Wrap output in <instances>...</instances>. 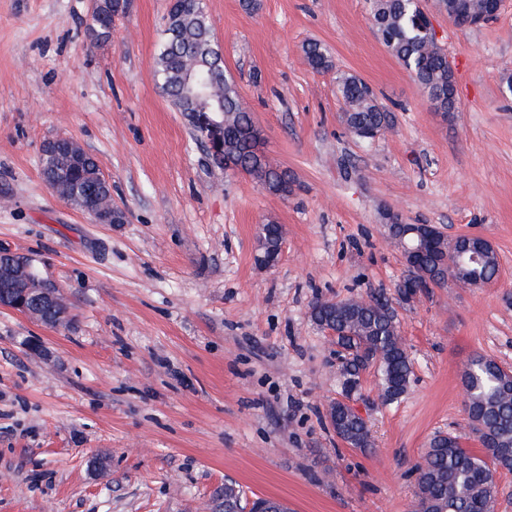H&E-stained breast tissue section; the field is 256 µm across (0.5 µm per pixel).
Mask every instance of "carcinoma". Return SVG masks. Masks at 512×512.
Instances as JSON below:
<instances>
[{"instance_id":"cac0c4a2","label":"carcinoma","mask_w":512,"mask_h":512,"mask_svg":"<svg viewBox=\"0 0 512 512\" xmlns=\"http://www.w3.org/2000/svg\"><path fill=\"white\" fill-rule=\"evenodd\" d=\"M370 16L378 37L391 55L414 77L429 103L437 111L454 112L457 105L450 89L454 73L448 69V55L434 42L432 30L424 22L422 0H368ZM308 65L316 72L333 68L329 50L320 42L303 46ZM209 65L213 99L224 101V156L219 168L239 165L271 193L291 192L288 173L272 165L259 150L260 136L250 113L241 104L238 87L224 69L220 51L212 41L209 17L198 0H184L168 12L166 39L158 56L155 76L168 99L182 112L193 136H199L194 121L195 107L181 93L180 78L185 68L197 63ZM343 104L341 123L354 137L371 141L372 133L391 128L394 116L371 86L360 77L343 73L337 78ZM67 158L44 152L41 173L54 181ZM99 165L89 154L61 194L85 211L110 195L111 187L101 183ZM263 244L256 262L268 266L278 258L282 226L272 221L262 228ZM448 243L437 241L426 250L417 268L418 277L436 287L448 279L462 283L487 282L496 277L499 264L494 257L471 269L469 279L458 276L446 259ZM311 317L321 329L336 331L334 342L346 394L358 390L363 373L372 369L378 376V398L384 403L400 399L407 391L412 373L407 348L400 334L395 309L383 294L370 293L342 300H316ZM468 426L483 443L479 456L461 446L460 436L437 433L429 441L416 473V512H496L497 476L512 472V370L483 355L470 359L462 374ZM336 437L351 448L372 447L365 422L342 401L328 412ZM224 512H288L272 498L247 499L244 490L232 481L224 482Z\"/></svg>"}]
</instances>
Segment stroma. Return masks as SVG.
Listing matches in <instances>:
<instances>
[{
  "mask_svg": "<svg viewBox=\"0 0 512 512\" xmlns=\"http://www.w3.org/2000/svg\"><path fill=\"white\" fill-rule=\"evenodd\" d=\"M109 40L92 0H0V248L57 283L68 318L0 308V512H222L224 482L290 512H414L431 437L467 425L462 373L477 354L512 369V0L477 28L425 0L452 64L458 109L435 111L387 51L366 0H204L226 70L287 170L281 197L213 167L154 76L169 0H127ZM324 44L319 74L303 46ZM393 111L366 143L340 122L336 73ZM66 136L112 183L120 224H96L41 176ZM479 234L496 280L454 281L403 301L388 215ZM281 224L273 266L262 224ZM384 293L412 364L382 402L366 372L345 394L315 300ZM373 446L326 420L343 397ZM308 65L316 72H325L333 68L329 50L320 42L309 41L303 46Z\"/></svg>",
  "mask_w": 512,
  "mask_h": 512,
  "instance_id": "35a3bbf8",
  "label": "stroma"
}]
</instances>
